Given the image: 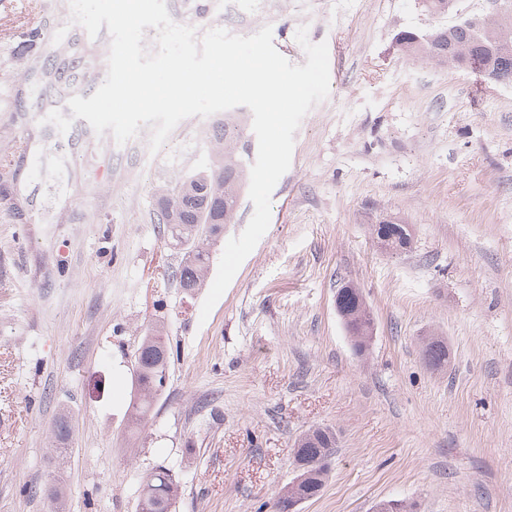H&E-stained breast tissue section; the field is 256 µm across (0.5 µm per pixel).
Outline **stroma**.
I'll return each mask as SVG.
<instances>
[{"label": "stroma", "instance_id": "1", "mask_svg": "<svg viewBox=\"0 0 512 512\" xmlns=\"http://www.w3.org/2000/svg\"><path fill=\"white\" fill-rule=\"evenodd\" d=\"M166 0L198 32L224 0ZM274 43L302 65L307 26L326 42L330 92L295 132L269 228L208 318L185 297L181 255L152 222L154 186L202 158L207 121H182L157 154L148 127L125 144L73 119L52 89L98 70L58 55L87 41L65 0H39L48 72L17 71L0 42V136L29 141L0 197V512H136L145 473L172 469L175 512H275L296 475L294 445L315 426L337 446L320 498L298 512H512V87L405 57L400 31L437 19L421 0H283ZM21 100L27 109L7 111ZM73 123L59 133L45 116ZM407 224L390 253L372 228ZM360 288L375 333L357 352L336 292ZM164 321L173 357L152 419L128 427L134 353ZM448 345L436 370L425 337ZM68 414L64 459L52 430Z\"/></svg>", "mask_w": 512, "mask_h": 512}]
</instances>
